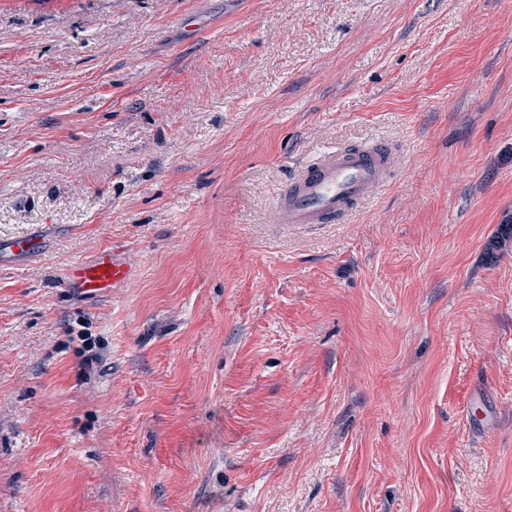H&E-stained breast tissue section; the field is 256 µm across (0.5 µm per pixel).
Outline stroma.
I'll return each instance as SVG.
<instances>
[{"label": "stroma", "mask_w": 512, "mask_h": 512, "mask_svg": "<svg viewBox=\"0 0 512 512\" xmlns=\"http://www.w3.org/2000/svg\"><path fill=\"white\" fill-rule=\"evenodd\" d=\"M511 219L512 0H0V512H512ZM384 142L366 150L332 152L292 176L274 207L277 224H333L390 181ZM44 243V238L39 232L21 237L1 239L0 259L5 253L16 257H34L43 251ZM135 276L123 247L112 245L100 251L91 263L70 267L67 282L90 296H102L121 288Z\"/></svg>", "instance_id": "obj_1"}]
</instances>
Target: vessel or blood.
<instances>
[{"label": "vessel or blood", "instance_id": "obj_1", "mask_svg": "<svg viewBox=\"0 0 512 512\" xmlns=\"http://www.w3.org/2000/svg\"><path fill=\"white\" fill-rule=\"evenodd\" d=\"M388 146L377 143L366 150H342L306 164L292 176L274 207L279 224H332L352 212L391 178ZM44 249V238L34 232L0 240V255L33 257ZM135 276L123 247L100 251L91 263H78L66 274L68 283L91 296L123 287Z\"/></svg>", "mask_w": 512, "mask_h": 512}]
</instances>
